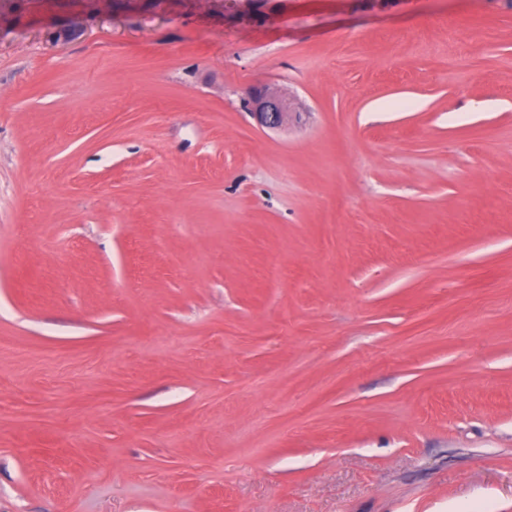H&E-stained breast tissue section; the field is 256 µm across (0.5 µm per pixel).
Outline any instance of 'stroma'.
Returning <instances> with one entry per match:
<instances>
[{
  "instance_id": "1",
  "label": "stroma",
  "mask_w": 512,
  "mask_h": 512,
  "mask_svg": "<svg viewBox=\"0 0 512 512\" xmlns=\"http://www.w3.org/2000/svg\"><path fill=\"white\" fill-rule=\"evenodd\" d=\"M0 512H512V0H0ZM244 102L259 124L267 128L283 125L288 121L289 112H295L288 97L259 87L251 88Z\"/></svg>"
}]
</instances>
